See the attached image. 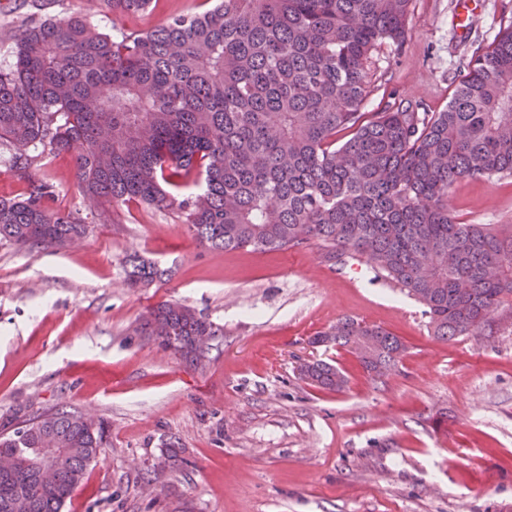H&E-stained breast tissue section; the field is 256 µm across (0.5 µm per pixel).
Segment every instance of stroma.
<instances>
[{
    "label": "stroma",
    "instance_id": "stroma-1",
    "mask_svg": "<svg viewBox=\"0 0 512 512\" xmlns=\"http://www.w3.org/2000/svg\"><path fill=\"white\" fill-rule=\"evenodd\" d=\"M512 0H481L467 37L457 0H412L402 46L368 63L362 109L391 98L446 108L472 53L512 22ZM204 0H153L113 16L86 0H0V71L15 34L49 18L88 13L105 32H145ZM33 177L58 189L57 209L88 232L63 247L0 242V431L17 417L63 409L109 425L107 444L63 512H512V319L495 336L438 339L423 307L375 278L367 257L327 262L318 245L287 251L214 250L175 209H102L70 176L71 156L30 153ZM448 208L470 224H512V177L465 178ZM169 275L126 282L131 255ZM193 309L223 331L205 368L136 335L162 302ZM353 317L405 345L392 372L367 378L345 350L312 345ZM324 360L341 392L300 379ZM184 461L158 468L166 446Z\"/></svg>",
    "mask_w": 512,
    "mask_h": 512
}]
</instances>
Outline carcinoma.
<instances>
[{"instance_id": "cac0c4a2", "label": "carcinoma", "mask_w": 512, "mask_h": 512, "mask_svg": "<svg viewBox=\"0 0 512 512\" xmlns=\"http://www.w3.org/2000/svg\"><path fill=\"white\" fill-rule=\"evenodd\" d=\"M116 15L152 0H106ZM149 31L114 37L86 16L30 25L0 72V145L16 150L21 198L0 199V242L62 246L88 225L53 209L52 182L33 178L22 149L77 148L73 174L90 202L178 208L200 243L224 251H285L314 241L342 264L361 255L376 277L424 307L437 338L494 334L489 314L512 315V224H465L448 194L466 177H512V23L473 53L440 112L396 100L363 112L366 63L403 42L411 0H211ZM128 283L165 270L129 260ZM135 331L159 336L190 367L196 337L219 329L163 302ZM313 344H336L363 372L384 376L404 349L386 329L344 318ZM308 383L339 392L346 375L307 362ZM0 433V512H62L106 443V426L55 410ZM62 450L41 484L38 449Z\"/></svg>"}]
</instances>
